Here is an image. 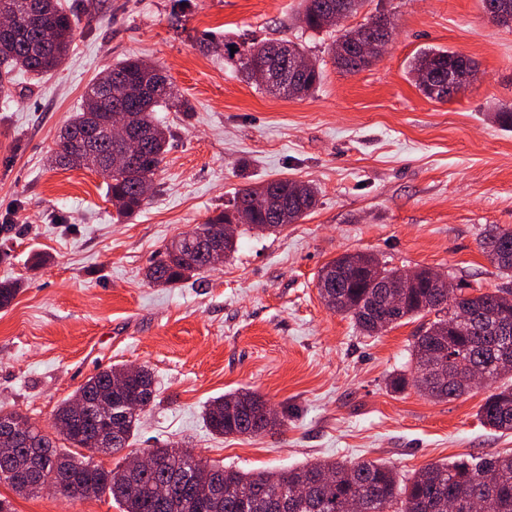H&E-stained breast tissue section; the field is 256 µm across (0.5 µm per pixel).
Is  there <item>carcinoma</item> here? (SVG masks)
<instances>
[{"mask_svg": "<svg viewBox=\"0 0 512 512\" xmlns=\"http://www.w3.org/2000/svg\"><path fill=\"white\" fill-rule=\"evenodd\" d=\"M332 2L303 0L305 26L323 31L336 25L331 17ZM483 5L487 12L502 19V26L512 27V0H483ZM1 14L13 17L14 29L8 36L0 35V95L8 91L11 74L16 69L33 75L56 70L68 55L77 23L76 14L63 0H0ZM287 45V53L271 58L269 68L280 82L288 85L289 97L302 98L320 84L323 71L314 62L307 74L295 83L289 82V59L302 57L304 52L296 43L289 41ZM268 47L267 43L244 42L234 46V55L228 59L241 67L245 56L264 53ZM463 62L465 58L454 52L425 50L410 61L409 73L416 87L428 97L424 74L434 68L445 72L448 66ZM160 108L186 112L189 103L176 95L159 69L137 57L123 59L87 87L82 107L60 132L54 163L101 174L117 214L133 216L146 200L144 185L153 184L167 153V130L155 117ZM125 112L153 127L138 157L122 168H112V154L121 150V145L112 141L104 129L100 130L92 150L78 149L77 136L88 131L92 120L103 122L111 113ZM267 186L285 199H296L303 210L293 218L260 208L253 215L256 224L279 227L295 224L317 204V191L309 183L280 178L267 182ZM223 224L221 211L173 241L166 246L164 259L148 269L147 278L170 286L205 269L202 259L190 258L188 254L196 237ZM480 248L502 275L512 277L511 228L490 226L481 236ZM369 261L375 268L367 272L363 263ZM327 266L336 269V287L328 289V296L322 297L326 307L350 316L366 335L375 334L370 311L373 289L367 282L361 288L355 287L357 278L365 271L382 280L401 281L406 271L388 268L375 257L360 253L342 254ZM414 279V285L406 289L393 324L431 313L435 319L417 331L409 349V372L393 375L390 389L399 393L411 386L431 399L458 398L467 393L459 378L473 366H484L498 386L497 392L487 396L480 406L479 419L498 432H512V352L503 353L505 344L512 345V304L503 309L497 299L499 292L512 295V288L464 296L463 303L472 319L469 326L461 328L455 323L457 306L448 305V298H443L434 310L428 307L431 299L440 295V289L432 287L430 271H416ZM77 394L91 403L95 411L108 406L118 413L124 410L125 401L139 400L138 411L124 417L117 429L110 430L107 444L110 456L130 447L138 431L140 414L149 410L156 400L148 370L129 375L117 366L90 377ZM204 422L211 433L222 436H253L258 425L265 431L284 425V420L277 416L267 418L263 406L255 400V393L250 391L229 393L213 400L205 409ZM100 425H113V417H99L90 422L74 411L71 400H65L54 413L55 432L37 429L30 440L13 445L11 456L0 457V471L6 467L19 468L33 457L36 476L77 479L78 484L66 492L67 496L86 498L109 494L123 512H277L278 501L296 488L303 489L304 494L295 499L290 512H349L355 499L366 503L367 512H448L450 499L458 504V512H470L468 504L474 499L484 501V512H512V453L499 452L447 464H428L405 481L399 479L393 468L372 461L319 462L286 472L256 474L204 463L194 469L187 468L191 483L178 487L170 506L166 507L154 496L155 487L166 479L165 470L145 471L131 479L124 464L107 469L93 462L91 439ZM61 440L73 448L87 450L88 454L63 451L59 446ZM151 452L166 459L171 467L186 465L176 448H153Z\"/></svg>", "mask_w": 512, "mask_h": 512, "instance_id": "cac0c4a2", "label": "carcinoma"}]
</instances>
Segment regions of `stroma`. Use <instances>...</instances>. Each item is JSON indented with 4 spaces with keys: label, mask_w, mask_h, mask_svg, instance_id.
I'll return each instance as SVG.
<instances>
[{
    "label": "stroma",
    "mask_w": 512,
    "mask_h": 512,
    "mask_svg": "<svg viewBox=\"0 0 512 512\" xmlns=\"http://www.w3.org/2000/svg\"><path fill=\"white\" fill-rule=\"evenodd\" d=\"M80 12L69 57L41 80L14 72L0 97V411L49 430L57 406L102 369L147 368L157 390L131 448L192 450L245 473L322 460L375 461L400 476L431 463L512 452V433L481 424L489 388L434 401L389 378L405 369L419 326L376 336L329 310L318 278L339 255L427 268L468 294L507 280L482 253L488 225L512 228V28L482 0H367L345 28L385 11L393 36L354 75L333 59L334 32L300 21L302 0H65ZM212 34L220 49L201 51ZM290 40L320 64L307 97L259 88L227 44ZM428 48L475 64L439 102L408 74ZM135 56L156 65L188 112H159L169 151L141 210L119 217L100 174L52 166L60 131L89 83ZM289 177L319 189L316 207L277 232L239 228L223 263L173 286L145 272L175 238L223 209L239 188ZM254 391L288 421L258 436L215 437L202 412ZM14 512H121L111 496L17 495Z\"/></svg>",
    "instance_id": "1"
}]
</instances>
